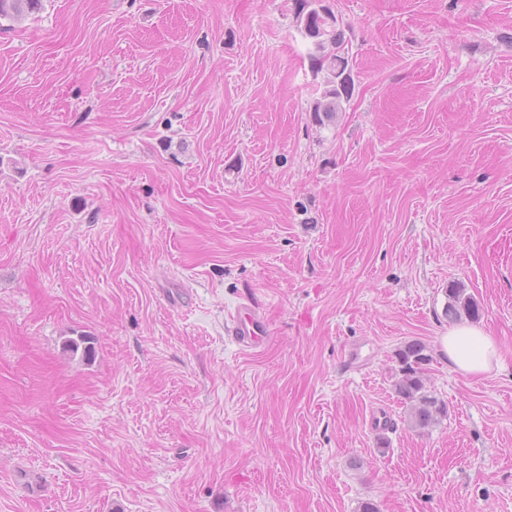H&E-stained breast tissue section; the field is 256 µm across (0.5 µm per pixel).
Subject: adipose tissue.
Segmentation results:
<instances>
[{
	"label": "adipose tissue",
	"mask_w": 512,
	"mask_h": 512,
	"mask_svg": "<svg viewBox=\"0 0 512 512\" xmlns=\"http://www.w3.org/2000/svg\"><path fill=\"white\" fill-rule=\"evenodd\" d=\"M441 348L455 368L467 376L489 372L498 359L493 338L481 327L467 323L449 328L441 338Z\"/></svg>",
	"instance_id": "obj_1"
}]
</instances>
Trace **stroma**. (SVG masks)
I'll list each match as a JSON object with an SVG mask.
<instances>
[{"label": "stroma", "instance_id": "1", "mask_svg": "<svg viewBox=\"0 0 512 512\" xmlns=\"http://www.w3.org/2000/svg\"><path fill=\"white\" fill-rule=\"evenodd\" d=\"M330 3L356 87L326 126L285 0L0 24V512H512V0ZM454 283L487 375L441 350ZM444 316L454 321L463 316L469 319H478L480 306L472 295L465 293V288L458 284H451L448 288V304L444 308ZM229 332L235 341L247 348H257L267 333V320L252 302L242 303L233 317ZM395 356L400 372L395 391L409 405L410 424L420 430L437 424L448 415V408L425 387L424 372L432 360L429 347L414 340L402 346Z\"/></svg>", "mask_w": 512, "mask_h": 512}]
</instances>
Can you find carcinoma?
Here are the masks:
<instances>
[{"instance_id": "obj_1", "label": "carcinoma", "mask_w": 512, "mask_h": 512, "mask_svg": "<svg viewBox=\"0 0 512 512\" xmlns=\"http://www.w3.org/2000/svg\"><path fill=\"white\" fill-rule=\"evenodd\" d=\"M287 5L297 30L314 46V51L308 54L312 70L324 74L325 78L321 97L310 111L316 124L329 125L344 111L355 90L343 21L324 0H287ZM41 7L42 0H0V21H20ZM444 316L451 321L462 317L477 319L480 306L465 293V288L453 284L448 288ZM395 356L400 372L395 391L409 405L410 424L420 430L437 424L448 415V408L425 387L424 372L432 360L429 347L414 340L402 346Z\"/></svg>"}]
</instances>
